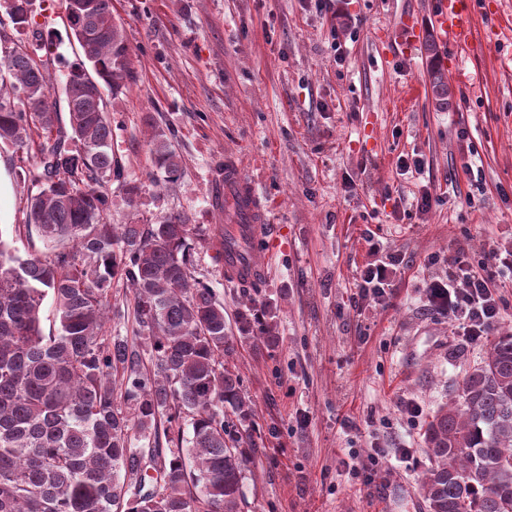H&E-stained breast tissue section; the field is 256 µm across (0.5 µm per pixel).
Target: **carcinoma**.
<instances>
[{
  "label": "carcinoma",
  "mask_w": 512,
  "mask_h": 512,
  "mask_svg": "<svg viewBox=\"0 0 512 512\" xmlns=\"http://www.w3.org/2000/svg\"><path fill=\"white\" fill-rule=\"evenodd\" d=\"M31 0H9L19 31L42 23ZM82 59L64 75L68 126L50 102L48 54H0V143L36 158L25 223L81 259L23 257L0 235V512H241L257 452L253 407L239 372L224 366L234 339L272 354L276 315L259 281L228 335L224 303L195 277L188 217L136 214L107 221L112 185L138 209L142 186L112 149L103 90L134 79L112 0H64ZM436 105L448 83L433 71ZM153 182L170 188L181 157L157 131ZM132 289L143 342L106 335L112 282ZM51 298L53 328L43 329ZM191 427L185 437L184 427ZM426 512H512V331L469 370L458 401L426 424Z\"/></svg>",
  "instance_id": "cac0c4a2"
}]
</instances>
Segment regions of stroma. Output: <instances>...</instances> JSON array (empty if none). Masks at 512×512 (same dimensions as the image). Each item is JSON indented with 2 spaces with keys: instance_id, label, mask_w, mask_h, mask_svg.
<instances>
[{
  "instance_id": "stroma-1",
  "label": "stroma",
  "mask_w": 512,
  "mask_h": 512,
  "mask_svg": "<svg viewBox=\"0 0 512 512\" xmlns=\"http://www.w3.org/2000/svg\"><path fill=\"white\" fill-rule=\"evenodd\" d=\"M440 4L336 0L332 19L313 0H112L136 80L107 108L140 212L188 217L196 275L231 316L245 300L209 239L224 224L225 156L278 227L260 261L281 342L270 357L239 342L232 357L262 431L241 512H423V427L490 343L455 335L425 301L454 249L492 277L512 329V271L482 264L487 246L512 252V33L494 25L512 0H473L471 48L440 45L444 110L424 48L389 40L409 19L432 37ZM33 8L48 18L41 36L6 21L0 43L49 44L61 76L81 57L62 0ZM157 130L182 159L169 192L151 180ZM403 158L420 170H400ZM33 166L0 147V236L23 256L47 253L20 229L34 187L19 173ZM392 254L394 297L361 298V271Z\"/></svg>"
}]
</instances>
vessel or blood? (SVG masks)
<instances>
[{
	"mask_svg": "<svg viewBox=\"0 0 512 512\" xmlns=\"http://www.w3.org/2000/svg\"><path fill=\"white\" fill-rule=\"evenodd\" d=\"M469 0H444L434 16L436 37L454 49L468 43L472 29ZM224 221L233 227L232 240L224 250V278L264 276L257 261L259 252L272 246L275 227L261 204L254 183L243 173L235 157L224 160Z\"/></svg>",
	"mask_w": 512,
	"mask_h": 512,
	"instance_id": "1",
	"label": "vessel or blood"
}]
</instances>
